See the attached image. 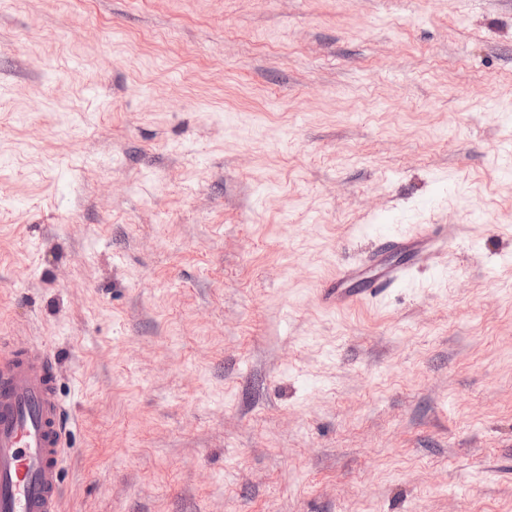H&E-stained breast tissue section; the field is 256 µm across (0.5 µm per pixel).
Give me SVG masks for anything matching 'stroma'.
Listing matches in <instances>:
<instances>
[{"instance_id":"stroma-1","label":"stroma","mask_w":512,"mask_h":512,"mask_svg":"<svg viewBox=\"0 0 512 512\" xmlns=\"http://www.w3.org/2000/svg\"><path fill=\"white\" fill-rule=\"evenodd\" d=\"M2 338L61 512H512V0H0ZM380 240L384 249L408 252L415 264H425L448 248L447 231L440 224H423L412 233L386 235ZM383 249L367 254L359 268L370 269L374 274L369 277L363 288H344L345 282L356 277L355 269H344L336 276V285L325 288L321 296L322 305L327 309H341L361 300H381L401 281L407 266L386 264L383 260Z\"/></svg>"}]
</instances>
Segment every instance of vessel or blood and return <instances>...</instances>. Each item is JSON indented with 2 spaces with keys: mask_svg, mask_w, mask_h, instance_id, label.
<instances>
[{
  "mask_svg": "<svg viewBox=\"0 0 512 512\" xmlns=\"http://www.w3.org/2000/svg\"><path fill=\"white\" fill-rule=\"evenodd\" d=\"M381 242V249L360 263L372 272L363 287L348 285L355 270L341 271L335 286L321 296L325 308L385 298L407 269L385 263L384 251H403L424 264L447 249L448 236L442 225L424 224L411 233L383 236ZM52 365L50 355L34 357L14 345L0 351V512H60L65 412L54 389Z\"/></svg>",
  "mask_w": 512,
  "mask_h": 512,
  "instance_id": "vessel-or-blood-1",
  "label": "vessel or blood"
}]
</instances>
